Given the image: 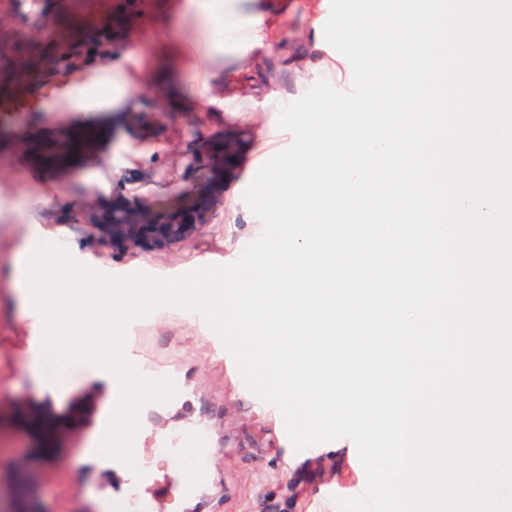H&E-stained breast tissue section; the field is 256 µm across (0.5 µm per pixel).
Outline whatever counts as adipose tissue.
Instances as JSON below:
<instances>
[{"instance_id":"ef3b65f1","label":"adipose tissue","mask_w":512,"mask_h":512,"mask_svg":"<svg viewBox=\"0 0 512 512\" xmlns=\"http://www.w3.org/2000/svg\"><path fill=\"white\" fill-rule=\"evenodd\" d=\"M265 11L249 0H180L171 15L163 41L174 43L184 22L209 39L212 60H246L254 50L271 46L273 30L265 22Z\"/></svg>"}]
</instances>
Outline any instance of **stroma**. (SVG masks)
<instances>
[{
  "label": "stroma",
  "mask_w": 512,
  "mask_h": 512,
  "mask_svg": "<svg viewBox=\"0 0 512 512\" xmlns=\"http://www.w3.org/2000/svg\"><path fill=\"white\" fill-rule=\"evenodd\" d=\"M171 0H0V102L14 93L12 73L27 62L33 84L49 80L74 93L103 88L108 72L131 80L113 90L112 106L71 112L66 99L47 96L29 112L0 120V477L29 448L30 417L64 422L59 448L39 471L34 491L48 512H113L117 491L135 488L155 512H338L336 498L361 494L366 474L356 449L322 455L295 451L278 409L251 392L230 353L201 314L161 307L132 321L125 354L150 378L171 377L177 396L151 403L140 414L135 447L143 476L91 452L107 426L117 397L107 379L51 390L37 384L30 365L40 348L38 319L15 299L10 270L31 233L64 242L80 263L102 273L143 272L171 278L207 265L235 262L263 232L243 200L246 188L269 160L265 130L279 115L260 108L274 92L288 93L295 77L290 56L304 51L313 21L303 7L272 0L269 17L276 45L243 68L249 99L224 109V84L211 102L193 97L177 81L198 60L197 35L185 29L186 51L167 70L165 48L155 39L170 16ZM243 130L239 161L224 178V202L211 224L189 242L144 252L102 245L85 223L81 205L110 206L113 197L164 193L190 187L189 153ZM101 131L98 162L74 158L67 166L45 161L42 144L71 132ZM200 438L211 462L195 485H184L165 456L178 436Z\"/></svg>",
  "instance_id": "obj_1"
}]
</instances>
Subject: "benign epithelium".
Masks as SVG:
<instances>
[{"instance_id": "obj_1", "label": "benign epithelium", "mask_w": 512, "mask_h": 512, "mask_svg": "<svg viewBox=\"0 0 512 512\" xmlns=\"http://www.w3.org/2000/svg\"><path fill=\"white\" fill-rule=\"evenodd\" d=\"M87 141L66 140L56 146L53 157L62 161L83 151ZM238 142L224 137L222 148L201 145L188 158L195 172L196 188L177 196L145 198L138 195L112 203V209L93 212L90 225L98 239L112 247L152 250L190 240L199 226L210 222L224 196V176L234 161ZM0 512H46L32 490V477L18 468L7 485L0 484Z\"/></svg>"}]
</instances>
